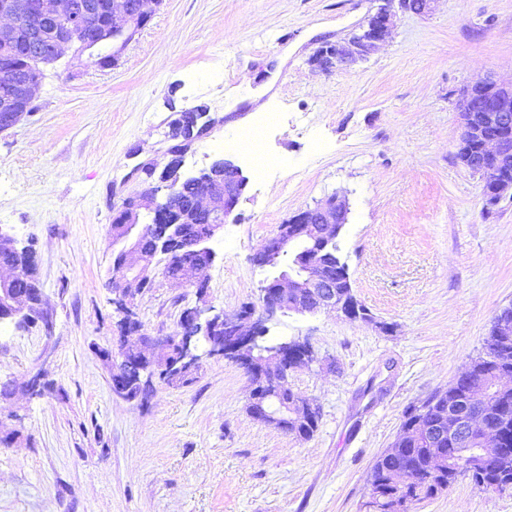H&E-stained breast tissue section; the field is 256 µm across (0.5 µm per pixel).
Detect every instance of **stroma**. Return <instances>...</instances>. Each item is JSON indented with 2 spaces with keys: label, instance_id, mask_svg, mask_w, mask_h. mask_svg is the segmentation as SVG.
<instances>
[{
  "label": "stroma",
  "instance_id": "35a3bbf8",
  "mask_svg": "<svg viewBox=\"0 0 512 512\" xmlns=\"http://www.w3.org/2000/svg\"><path fill=\"white\" fill-rule=\"evenodd\" d=\"M384 0H159L117 65L44 67L35 109L0 134V227L38 258L43 315L0 322V512H364L370 470L406 410L447 390L485 351L512 306V194L486 204L456 157L463 88L512 82V0H438L398 12L388 40L344 70L312 58L348 38ZM269 85L281 123L264 138L283 164L258 175L226 141L257 123ZM204 106L217 124L184 158L217 156L249 179L214 262L195 285L152 264L135 301L142 331H180L185 308L257 302L252 258L279 224L338 193L340 255L373 323L289 314L267 340L308 338L315 363L288 386L320 411L302 440L247 411L238 364L204 359L193 383H156L148 401L112 392L119 351L111 274L113 194L133 196L136 162L166 165L174 112ZM49 391L27 393L32 378ZM410 512H512V486L461 477Z\"/></svg>",
  "mask_w": 512,
  "mask_h": 512
}]
</instances>
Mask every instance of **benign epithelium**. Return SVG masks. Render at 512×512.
Segmentation results:
<instances>
[{"label":"benign epithelium","mask_w":512,"mask_h":512,"mask_svg":"<svg viewBox=\"0 0 512 512\" xmlns=\"http://www.w3.org/2000/svg\"><path fill=\"white\" fill-rule=\"evenodd\" d=\"M158 2L108 0L104 5L107 22L102 23L94 12L76 0H6L0 8V17L8 18L9 23L1 25L0 32L7 38L9 30L24 28L35 20L39 29L49 32L46 37L40 36L35 61L54 63L65 49L72 48L73 59L81 63L107 48L115 64L150 16V5ZM392 18V2L388 0L362 27L359 43H326L328 54L333 58L327 68L347 66L353 57L384 40ZM38 87V83L24 79L0 85L1 133L22 119L21 105L34 99ZM459 115L461 135L457 151L463 154L469 169L482 177L485 198L495 202L512 193V87L491 79L471 82L459 101ZM215 124L203 106L197 116L192 112L176 113L169 135V162L161 170L151 161L141 162L129 173V177L141 180L148 189L139 196L123 199L111 224L113 238L125 242L122 259L114 272V277L122 284L121 295L113 300L121 315L118 326L122 335L128 328L138 327L131 301L144 291L140 281L152 263L138 248L145 227L155 228L162 248L176 242L193 249L200 246L211 263L215 254L208 243L224 232V224L246 191L248 177L231 159L216 157L208 167L193 174L182 171L184 157L192 143L208 135ZM188 184L199 187V193L191 199V211L202 217L199 227L192 225L188 218L180 221L176 217L177 206ZM348 214L347 199L334 194L312 208L298 211L279 225L253 258L257 266L269 273L260 287L261 307L248 304L233 311L214 306L185 309L181 314V327L188 329L189 335H180L174 341L168 337L156 340L160 349L176 344L181 350L179 361L167 364L165 369L174 375L196 371L203 359L213 356L236 362L251 379V416L287 434L303 436L301 425L313 419L316 408L313 402L286 388V381L288 371L315 361L308 339L295 338L281 344L271 356L275 361L273 369L269 367L271 359L254 361L243 355L256 348L257 338L266 332V323L279 313L315 314L335 310L354 319L348 266L340 256L326 252L328 246L336 245ZM0 250L32 252L31 247L20 245L1 226ZM21 275L22 270L17 267L12 277L0 280V313L16 321L19 327L31 319V301L14 295L9 288ZM150 342L149 337L143 336L139 347L120 344L122 368L113 369V393L124 397L134 384L153 379V363L142 350V345ZM473 402L476 413L463 420L457 421L446 412L438 421L424 415L416 418L386 452H398L411 436L430 440L443 427L450 436L477 435L486 447H494L496 429L484 412L488 396L477 391ZM380 497L393 502L395 512H406L412 504L411 499L399 494L372 492L365 504L366 512L375 510Z\"/></svg>","instance_id":"obj_1"}]
</instances>
